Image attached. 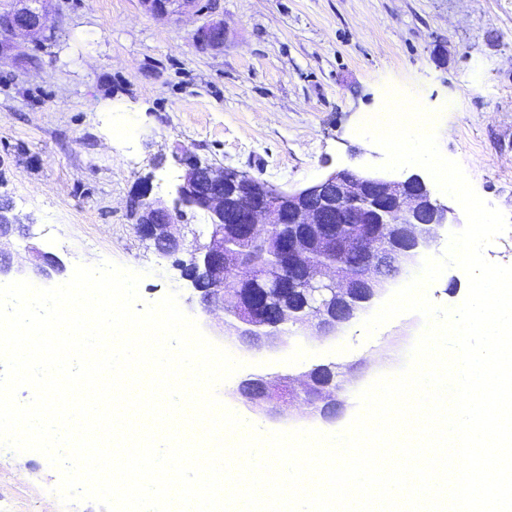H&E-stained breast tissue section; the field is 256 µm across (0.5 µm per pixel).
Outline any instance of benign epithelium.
<instances>
[{"mask_svg": "<svg viewBox=\"0 0 512 512\" xmlns=\"http://www.w3.org/2000/svg\"><path fill=\"white\" fill-rule=\"evenodd\" d=\"M49 0H14L11 13L0 18V60L14 48L21 36L39 43L48 40ZM145 9L161 19H171L197 7V0H141ZM212 35L217 43L224 40V25L213 21L200 27L198 41ZM185 172L178 186L176 209L160 199L150 197L149 189L137 193L131 207L139 211L136 231L150 242L157 253L168 257L185 253L190 262L182 264L184 278L201 293L205 309L231 304L240 324L228 330V335L248 347L260 348L284 342L285 329L310 331L312 336H334L348 326L385 290L386 286L406 276L418 258L428 251L439 237V229L449 223L452 209L433 198L423 179L412 174L405 179H391L365 170L344 168L334 171L321 181L299 190H283L259 183L249 173L217 167L198 159L184 162ZM206 211L211 218L206 241H187L188 225L178 206ZM12 220L0 219V245L9 239L19 224L18 215L9 204L0 208ZM336 224H360L368 239L370 224L393 225L396 247H379L370 243V259L360 278L362 288L353 287L348 277L333 267L308 271L305 276L308 296L317 299L314 314L307 319H294L293 299L297 292L294 282L278 270L253 276L240 273L238 282L260 289L262 301L278 307L270 321L260 322L254 306L234 290L224 294V225L234 224L246 237L261 239L271 224H297L299 232L278 241L284 263L295 268L304 265L308 252L316 246L340 249L344 240L326 233L330 217ZM34 259L28 265H13L0 258V278L27 279L32 283L50 282L64 272L63 264L40 250H33ZM319 379L306 380L303 388L289 390L281 399L278 380L266 375H251L242 380L238 393L254 410H269L282 419H290L291 408L300 394L318 402L314 415L324 422L336 420L344 411L338 398L339 387L329 365L318 367Z\"/></svg>", "mask_w": 512, "mask_h": 512, "instance_id": "benign-epithelium-1", "label": "benign epithelium"}]
</instances>
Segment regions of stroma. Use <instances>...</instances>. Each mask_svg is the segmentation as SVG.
<instances>
[{
    "mask_svg": "<svg viewBox=\"0 0 512 512\" xmlns=\"http://www.w3.org/2000/svg\"><path fill=\"white\" fill-rule=\"evenodd\" d=\"M54 31L43 45L22 37L0 62V200L30 223L1 246L13 263L29 247L77 263L111 260L142 272L146 303L177 291L182 309L216 344L224 313L204 312L174 260L142 241L128 204L142 183L177 198L185 149L284 190L343 168L383 162L357 134L388 88L437 115L443 155L458 161L477 194L512 217V0H219L182 20H161L140 0H49ZM224 41L201 47L210 19ZM424 328L408 313L366 337L361 321L338 336H292L287 346L235 350L243 363L217 389L248 414L244 378L296 383L312 368L344 373L342 418L306 410L266 432L340 433L357 394L399 370ZM60 473L36 451H0V502L12 512H102L92 501L62 505Z\"/></svg>",
    "mask_w": 512,
    "mask_h": 512,
    "instance_id": "obj_1",
    "label": "stroma"
}]
</instances>
